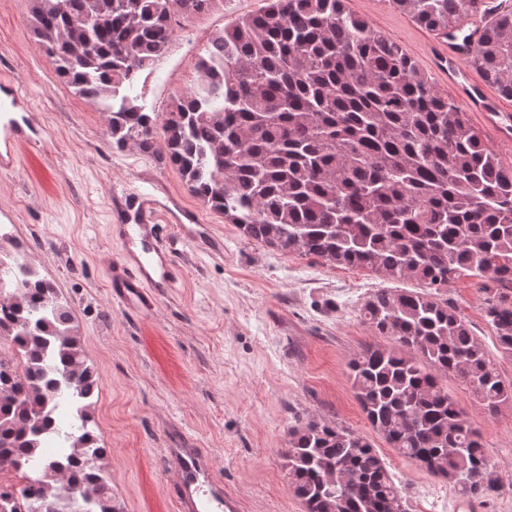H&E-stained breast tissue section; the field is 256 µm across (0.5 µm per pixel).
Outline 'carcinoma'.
<instances>
[{
    "label": "carcinoma",
    "mask_w": 512,
    "mask_h": 512,
    "mask_svg": "<svg viewBox=\"0 0 512 512\" xmlns=\"http://www.w3.org/2000/svg\"><path fill=\"white\" fill-rule=\"evenodd\" d=\"M214 0H33L32 29L55 72L108 112L112 146L166 156L191 193L249 239L334 267L415 280L379 289L363 322L370 345L350 381L391 447L472 496L496 484L480 434L448 394L450 375L495 414L512 404L482 342L440 288L471 276L485 317L512 356V165L390 36L343 0H270L216 33L197 83L161 113L133 87L167 49L172 23ZM429 30L491 16L475 64L512 97V6L492 0H393ZM85 19L99 21L96 26ZM12 270L0 336V512H117L94 416L98 377L71 310L38 274L29 246L0 234ZM284 466L306 512H406L369 438L311 420L289 433ZM351 487L343 501L337 492Z\"/></svg>",
    "instance_id": "1"
}]
</instances>
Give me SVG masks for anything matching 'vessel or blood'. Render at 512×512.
<instances>
[{"mask_svg": "<svg viewBox=\"0 0 512 512\" xmlns=\"http://www.w3.org/2000/svg\"><path fill=\"white\" fill-rule=\"evenodd\" d=\"M487 31L480 15L465 18L447 35H434L431 66L444 74L449 89L463 110L476 114L500 141L512 145V110L503 103L487 79L474 67L477 47ZM28 98L16 83L0 86V170L12 169L18 147H43L42 136L33 130L21 104ZM174 225L179 237L188 238L202 229L198 212L179 216L172 208L142 194L128 201L117 230L128 248L111 271L113 297L122 305L150 312L156 297L178 279L172 247L157 240L161 223ZM170 455L177 470L178 512H231L233 505L222 481L215 479L213 464L199 448H174Z\"/></svg>", "mask_w": 512, "mask_h": 512, "instance_id": "1", "label": "vessel or blood"}]
</instances>
